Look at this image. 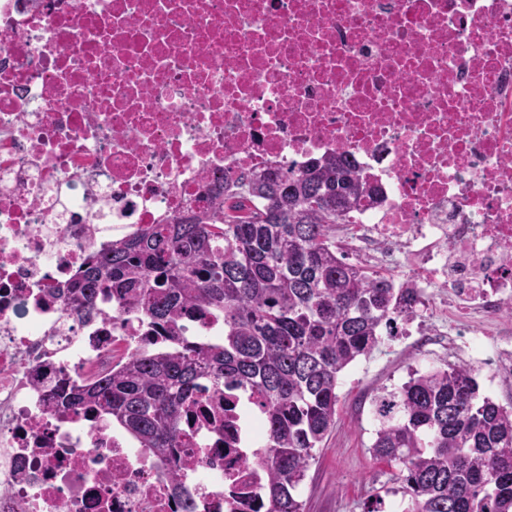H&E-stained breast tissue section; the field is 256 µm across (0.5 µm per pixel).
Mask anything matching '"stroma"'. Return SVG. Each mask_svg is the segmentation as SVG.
Here are the masks:
<instances>
[{"instance_id": "stroma-1", "label": "stroma", "mask_w": 512, "mask_h": 512, "mask_svg": "<svg viewBox=\"0 0 512 512\" xmlns=\"http://www.w3.org/2000/svg\"><path fill=\"white\" fill-rule=\"evenodd\" d=\"M438 339L425 333L382 340L368 357L346 370L337 389L336 423L315 451L300 488L305 512H363L392 499L391 470L374 458L377 422L372 400L383 388L401 385L412 370L444 366Z\"/></svg>"}]
</instances>
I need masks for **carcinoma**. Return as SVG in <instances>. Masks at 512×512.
Here are the masks:
<instances>
[{
    "label": "carcinoma",
    "instance_id": "1",
    "mask_svg": "<svg viewBox=\"0 0 512 512\" xmlns=\"http://www.w3.org/2000/svg\"><path fill=\"white\" fill-rule=\"evenodd\" d=\"M377 189L334 154L298 169L250 172L169 224L113 241L66 290L89 317L99 296L139 312L156 347H130L83 384L61 378L56 406L112 414L160 462L181 447L204 376L260 395L267 422V512H304L298 490L336 423L342 372L414 316L411 281L347 260L336 225ZM224 318V340L187 341L190 311ZM465 364L412 371L373 401L375 459L395 469L404 512H512V409L477 401Z\"/></svg>",
    "mask_w": 512,
    "mask_h": 512
}]
</instances>
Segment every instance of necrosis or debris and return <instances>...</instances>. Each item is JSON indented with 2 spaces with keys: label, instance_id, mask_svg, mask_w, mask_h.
<instances>
[{
  "label": "necrosis or debris",
  "instance_id": "4bbe7bcc",
  "mask_svg": "<svg viewBox=\"0 0 512 512\" xmlns=\"http://www.w3.org/2000/svg\"><path fill=\"white\" fill-rule=\"evenodd\" d=\"M342 153L378 189L345 243L411 269L449 349L512 376V0H0V512H266L258 407L206 385L158 463L58 413L142 343L53 291L239 173Z\"/></svg>",
  "mask_w": 512,
  "mask_h": 512
}]
</instances>
